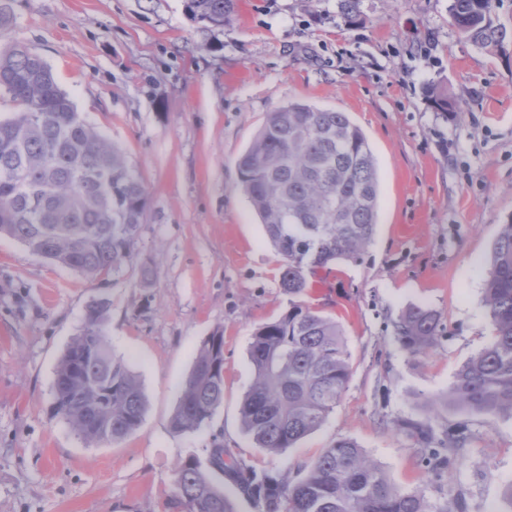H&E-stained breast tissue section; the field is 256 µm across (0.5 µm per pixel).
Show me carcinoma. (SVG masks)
Segmentation results:
<instances>
[{
  "label": "carcinoma",
  "mask_w": 512,
  "mask_h": 512,
  "mask_svg": "<svg viewBox=\"0 0 512 512\" xmlns=\"http://www.w3.org/2000/svg\"><path fill=\"white\" fill-rule=\"evenodd\" d=\"M498 0H450L458 33L495 54L512 41L497 23ZM361 0H337L351 22ZM191 20L222 29L233 22L236 0H186ZM0 97L15 111L0 118V236L31 253L89 277L116 272L131 261L146 194L121 149L78 119L50 66L21 46L0 48ZM430 107L453 119L456 103L430 87ZM240 186L280 257L279 286L291 296L308 288V275L335 262H357L374 240L378 219L377 161L362 129L344 112L290 101L268 113L238 160ZM483 302L493 325L487 344L462 364L448 391L428 400L483 416L512 418V221L501 225ZM110 302L92 300L83 326L56 370L54 411L87 447L117 444L139 429L146 399L137 376L112 351L105 326ZM95 349L85 351L87 331ZM403 349L427 353L444 337L441 314L410 305L393 321ZM254 378L240 405L243 431L279 454L317 430L334 410L350 378L342 326L309 306L292 303L257 327L248 348ZM224 336L216 331L198 348L169 424L176 433L208 425L224 401ZM425 470L438 477L448 465V437L410 421ZM232 481L261 512H429L419 491L393 485L349 438L286 471L257 472L229 449H209L174 468L176 512H235L207 473Z\"/></svg>",
  "instance_id": "obj_1"
}]
</instances>
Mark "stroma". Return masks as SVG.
Masks as SVG:
<instances>
[{"label":"stroma","mask_w":512,"mask_h":512,"mask_svg":"<svg viewBox=\"0 0 512 512\" xmlns=\"http://www.w3.org/2000/svg\"><path fill=\"white\" fill-rule=\"evenodd\" d=\"M0 46L41 56L78 113L126 155L146 192L131 263L92 280L0 237V512H172L173 469L215 444L259 471L296 470L355 440L431 512H504L512 419L431 412L456 370L489 340L482 302L491 248L512 221V43L490 55L451 25L448 0H237L222 29L184 0H0ZM447 89L457 119L430 108ZM293 100L348 113L378 164V226L360 263L309 276L300 300L339 318L351 375L323 425L273 456L242 431L252 333L285 312L279 258L238 175L268 112ZM110 301L112 348L140 379L141 427L89 448L53 408L57 363L94 298ZM438 310L446 339L413 356L392 322ZM224 333V402L186 434L169 420L201 342ZM411 419L464 431L442 481L425 478Z\"/></svg>","instance_id":"35a3bbf8"}]
</instances>
